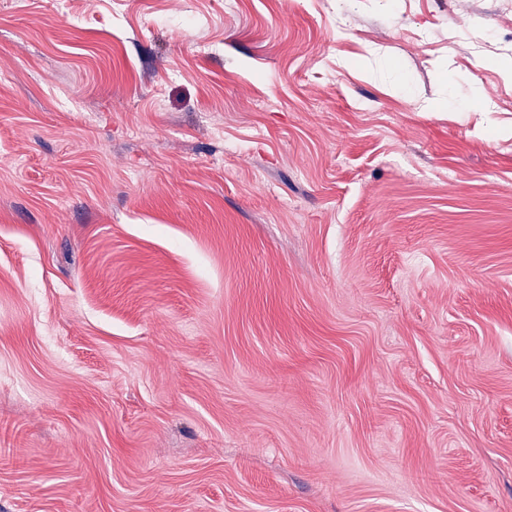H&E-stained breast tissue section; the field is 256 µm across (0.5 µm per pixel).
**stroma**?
I'll return each instance as SVG.
<instances>
[{
    "label": "stroma",
    "mask_w": 512,
    "mask_h": 512,
    "mask_svg": "<svg viewBox=\"0 0 512 512\" xmlns=\"http://www.w3.org/2000/svg\"><path fill=\"white\" fill-rule=\"evenodd\" d=\"M512 0H0V512H512Z\"/></svg>",
    "instance_id": "obj_1"
}]
</instances>
